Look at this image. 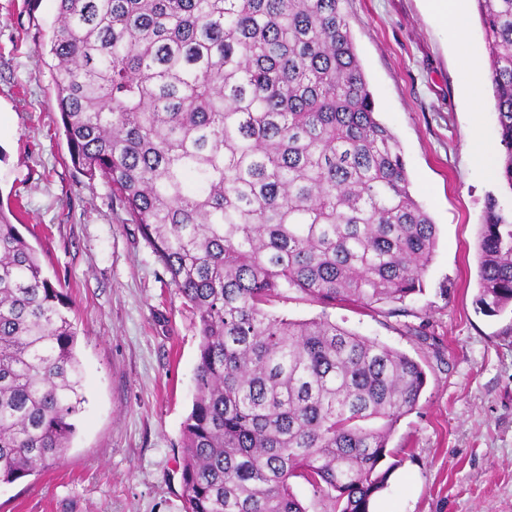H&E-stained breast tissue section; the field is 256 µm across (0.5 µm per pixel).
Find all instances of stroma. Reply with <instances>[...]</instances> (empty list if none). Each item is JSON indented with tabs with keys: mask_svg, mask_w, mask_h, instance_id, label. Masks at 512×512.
<instances>
[{
	"mask_svg": "<svg viewBox=\"0 0 512 512\" xmlns=\"http://www.w3.org/2000/svg\"><path fill=\"white\" fill-rule=\"evenodd\" d=\"M56 5L0 0V210L71 302L85 401L62 461L0 485V512H184L196 319L122 201L71 163L52 74L36 53ZM344 11L437 247L406 313L328 310L295 292L269 310L329 313L424 368L419 404L390 440L401 464L372 512H512V309L490 316L475 303L486 199L512 210L496 166L471 153L473 127L499 143L489 64H470L427 0H346ZM475 80L477 105L468 95Z\"/></svg>",
	"mask_w": 512,
	"mask_h": 512,
	"instance_id": "obj_1",
	"label": "stroma"
}]
</instances>
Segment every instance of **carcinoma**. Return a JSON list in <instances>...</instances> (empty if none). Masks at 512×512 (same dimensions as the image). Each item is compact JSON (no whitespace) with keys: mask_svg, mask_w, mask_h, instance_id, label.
I'll return each mask as SVG.
<instances>
[{"mask_svg":"<svg viewBox=\"0 0 512 512\" xmlns=\"http://www.w3.org/2000/svg\"><path fill=\"white\" fill-rule=\"evenodd\" d=\"M48 54L73 165L100 177L192 309L185 512H371L426 384L326 307L423 292L436 225L380 121L343 0H56ZM512 191V0H476ZM476 305H512V211L488 197ZM67 297L0 212V485L63 458L83 397Z\"/></svg>","mask_w":512,"mask_h":512,"instance_id":"carcinoma-1","label":"carcinoma"}]
</instances>
